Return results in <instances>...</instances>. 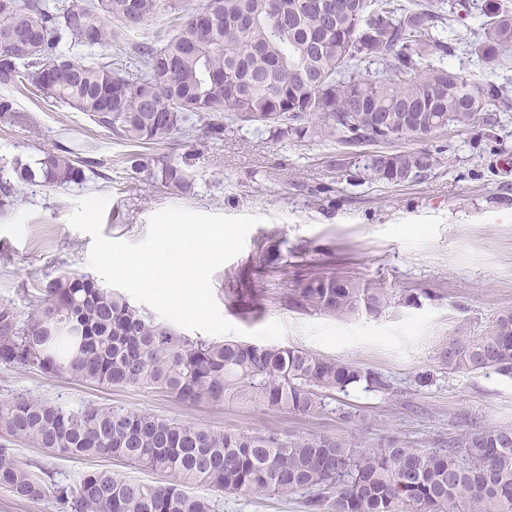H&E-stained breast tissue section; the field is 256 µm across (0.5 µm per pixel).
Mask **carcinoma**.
<instances>
[{"mask_svg":"<svg viewBox=\"0 0 512 512\" xmlns=\"http://www.w3.org/2000/svg\"><path fill=\"white\" fill-rule=\"evenodd\" d=\"M322 14L312 0H204L186 21L135 45L130 64L82 61L175 0H0V85L82 112L130 144H161L199 121L224 132V113L280 133L324 125L347 148L420 141L448 127L488 125L501 86L474 82L442 61L460 40L453 22L470 0H338ZM475 45L494 74L512 49V7L485 0ZM368 180L400 185L432 172L427 150L360 153ZM69 149L47 152L37 169L13 162L32 182L62 187L85 179ZM161 181L188 187L186 171L164 162ZM295 304L345 314L380 295L334 276L304 279ZM451 370L512 376V311L477 337H457L441 353ZM0 364L36 368L103 387L159 389L193 405L224 401L246 386L270 408L301 414L321 393L386 381L352 363L293 346L190 339L151 321L123 295L87 275L50 280L27 318L0 307ZM0 430L52 454L119 458L171 477L151 486L98 468L56 487L68 512H213L195 483L228 493H299L319 512L318 491L336 487L335 512H512V429L466 434L431 450L391 438L360 450L341 437L282 439L274 432L227 433L121 407L66 408L41 398L0 401ZM47 472L0 448V486L30 502L48 491Z\"/></svg>","mask_w":512,"mask_h":512,"instance_id":"carcinoma-1","label":"carcinoma"}]
</instances>
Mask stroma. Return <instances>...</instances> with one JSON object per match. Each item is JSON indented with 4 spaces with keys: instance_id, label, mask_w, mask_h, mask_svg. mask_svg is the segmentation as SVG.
Instances as JSON below:
<instances>
[{
    "instance_id": "obj_1",
    "label": "stroma",
    "mask_w": 512,
    "mask_h": 512,
    "mask_svg": "<svg viewBox=\"0 0 512 512\" xmlns=\"http://www.w3.org/2000/svg\"><path fill=\"white\" fill-rule=\"evenodd\" d=\"M19 116L0 118V166L69 148L89 160L86 179L65 187L16 182V203L0 214V306L28 315L48 281L91 274L92 237L67 219L77 200L106 198V238L141 242L149 221L167 207L257 216L243 250L211 277L221 315L246 331L271 322L282 346L357 364L387 381L326 396L301 415L255 400L248 388L218 404L190 405L156 389L101 388L34 368L0 365V400L38 397L68 408L123 407L221 432L275 431L284 437L341 436L362 448L392 436L435 448L489 427L512 428V377L451 371L439 353L449 339L486 332L512 311V107L493 106L492 128H448L422 141L396 140L394 150L436 153L434 174L399 186L363 180L336 168L342 149L311 132L277 137L224 116L215 138L204 124L168 143L139 147L116 140L87 115L47 105L20 88L0 87ZM182 167L191 185L177 191L156 174L161 162ZM345 277L384 296L379 312L338 315L289 298L311 276ZM248 286L259 305L237 293ZM428 383H420V376ZM23 461L47 468L52 483L111 468L148 485L166 474L115 458L70 459L23 439H5ZM215 512H307L301 493H221L191 486Z\"/></svg>"
}]
</instances>
